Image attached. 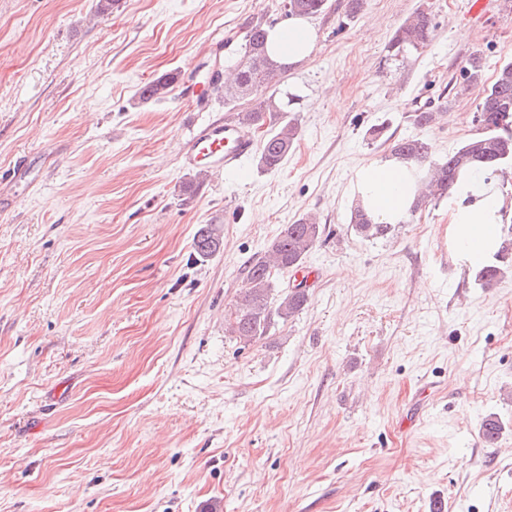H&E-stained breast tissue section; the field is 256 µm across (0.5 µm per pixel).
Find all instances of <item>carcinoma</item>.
<instances>
[{"instance_id":"1","label":"carcinoma","mask_w":512,"mask_h":512,"mask_svg":"<svg viewBox=\"0 0 512 512\" xmlns=\"http://www.w3.org/2000/svg\"><path fill=\"white\" fill-rule=\"evenodd\" d=\"M288 13L312 17L329 8V0H286ZM436 24L431 14L423 9L415 10L398 28L390 48L396 53L417 52L426 48L433 39ZM268 29L258 22L247 27L242 56L235 59L224 57V69L234 78L224 83L217 92L224 95V104L247 98L251 107L234 114V118L246 126L264 129L257 157V165L267 171L281 167L292 153L298 141L300 129L290 109L293 97H276L269 92L275 77L283 72V64L273 58L267 49ZM464 83L459 93L473 88L482 93L477 122L481 131L462 141L448 153V157H433L432 143L423 137H405L390 147V159L405 167L415 179V195L410 206L391 220L376 217L358 198L351 212L350 224L363 238L384 237L395 224H408L415 214L429 201L450 198L457 191L462 179L473 173L502 171L512 167V61L503 63L494 79L485 83L480 53L473 52L465 60ZM176 81L174 75H163L142 86L137 97L143 102L165 98ZM321 225L303 215L291 224L284 225L272 238L265 256L251 264L247 272V285L235 305V317L231 333L244 339L266 334L273 318L282 320L293 317L307 303L304 288H292L272 305V271H293L301 268L306 254L320 241ZM223 246V237L214 224L202 225L194 235L193 249L200 257H210ZM512 270L509 263V244L503 242L494 251V260L478 264L477 280L483 288H493ZM502 433L498 417H485L480 426V436L489 446L495 444Z\"/></svg>"}]
</instances>
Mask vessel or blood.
<instances>
[{
	"mask_svg": "<svg viewBox=\"0 0 512 512\" xmlns=\"http://www.w3.org/2000/svg\"><path fill=\"white\" fill-rule=\"evenodd\" d=\"M219 75H211L208 82L187 87L184 79H177L178 100L190 110L204 111L211 102L214 90L221 83ZM256 150V142L249 129L230 119L208 120L193 129L180 150V164L191 170H207L216 174L241 171Z\"/></svg>",
	"mask_w": 512,
	"mask_h": 512,
	"instance_id": "obj_1",
	"label": "vessel or blood"
}]
</instances>
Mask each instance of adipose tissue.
<instances>
[{
	"label": "adipose tissue",
	"instance_id": "adipose-tissue-1",
	"mask_svg": "<svg viewBox=\"0 0 512 512\" xmlns=\"http://www.w3.org/2000/svg\"><path fill=\"white\" fill-rule=\"evenodd\" d=\"M312 25L299 17L289 18L269 33L272 55L288 65L306 60L314 50ZM370 195V207L381 219H390L413 199L415 187L406 169L390 164L363 168L358 176ZM506 200L491 183L468 178L450 202L451 234L460 253L477 262L501 243L498 228L503 222Z\"/></svg>",
	"mask_w": 512,
	"mask_h": 512
}]
</instances>
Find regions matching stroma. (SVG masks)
Wrapping results in <instances>:
<instances>
[{
    "label": "stroma",
    "instance_id": "stroma-1",
    "mask_svg": "<svg viewBox=\"0 0 512 512\" xmlns=\"http://www.w3.org/2000/svg\"><path fill=\"white\" fill-rule=\"evenodd\" d=\"M312 17L315 47L281 89L300 136L275 172L207 176L179 146L211 113L162 75L237 51L285 0H0V512H512V275L486 290L458 254L447 200L366 240L349 223L387 138L447 156L477 130L479 89L512 61V0L480 25L469 0H346ZM435 37L394 55L416 9ZM439 124L416 127L420 106ZM383 126L382 139L367 131ZM323 229L308 301L246 342L228 325L282 225ZM220 225L224 246L192 239ZM504 423L485 445L479 429ZM174 75H163L148 84H145L137 91V97L142 102L159 101L165 98L170 87L176 81L177 99L181 102L188 104L190 111H204L210 105L211 97L214 90L222 81L221 75L212 73L209 82L201 83L196 85L192 93L188 90V86L185 84V79ZM193 249L200 257H210L223 246V237L215 224L202 225L194 235Z\"/></svg>",
    "mask_w": 512,
    "mask_h": 512
}]
</instances>
